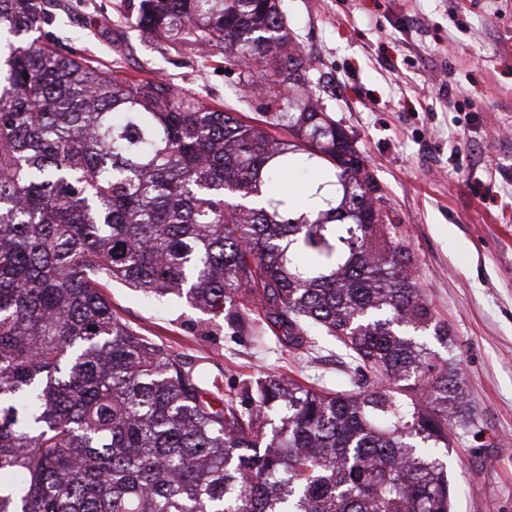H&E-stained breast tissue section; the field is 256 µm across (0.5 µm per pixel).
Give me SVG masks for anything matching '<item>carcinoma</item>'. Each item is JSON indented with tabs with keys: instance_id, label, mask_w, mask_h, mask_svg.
Masks as SVG:
<instances>
[{
	"instance_id": "obj_1",
	"label": "carcinoma",
	"mask_w": 512,
	"mask_h": 512,
	"mask_svg": "<svg viewBox=\"0 0 512 512\" xmlns=\"http://www.w3.org/2000/svg\"><path fill=\"white\" fill-rule=\"evenodd\" d=\"M129 6L152 39L222 51L267 112L246 123L61 56L43 0H0V512H452L448 429L474 411L430 345L448 325L314 101L284 0ZM307 167L341 201L304 210L275 190ZM112 281L297 349L332 336L358 378L209 392L112 312Z\"/></svg>"
}]
</instances>
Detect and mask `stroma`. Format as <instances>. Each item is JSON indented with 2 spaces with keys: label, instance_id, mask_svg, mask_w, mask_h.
<instances>
[{
  "label": "stroma",
  "instance_id": "obj_1",
  "mask_svg": "<svg viewBox=\"0 0 512 512\" xmlns=\"http://www.w3.org/2000/svg\"><path fill=\"white\" fill-rule=\"evenodd\" d=\"M44 31L60 53L151 75L219 110L252 117L223 55L202 60L142 38L124 0H58ZM296 48L325 112L355 143L415 255L422 287L453 337L476 416L452 430L454 512H512V0H285ZM113 311L223 389L274 372L347 384L343 348L221 328L188 304L165 306L112 282Z\"/></svg>",
  "mask_w": 512,
  "mask_h": 512
}]
</instances>
